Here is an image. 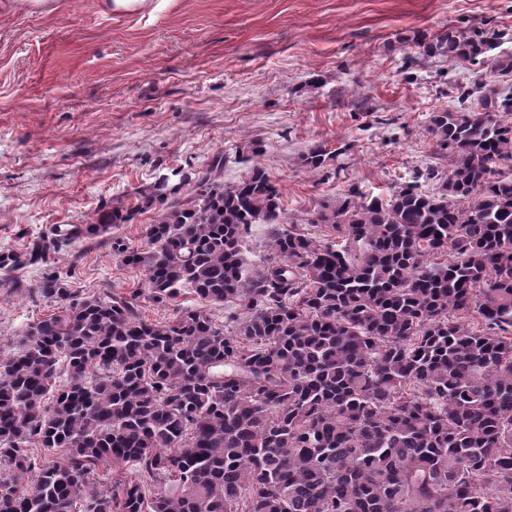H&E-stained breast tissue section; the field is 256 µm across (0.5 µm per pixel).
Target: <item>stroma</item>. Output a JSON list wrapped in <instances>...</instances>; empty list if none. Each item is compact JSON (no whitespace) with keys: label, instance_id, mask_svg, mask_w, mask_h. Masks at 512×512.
Returning a JSON list of instances; mask_svg holds the SVG:
<instances>
[{"label":"stroma","instance_id":"35a3bbf8","mask_svg":"<svg viewBox=\"0 0 512 512\" xmlns=\"http://www.w3.org/2000/svg\"><path fill=\"white\" fill-rule=\"evenodd\" d=\"M495 36L482 66L428 57L418 36L448 29ZM512 0H161L117 16L102 0H58L53 12L0 14V342L57 313L38 285L69 278L84 295L129 293L141 270L112 251L146 243L156 214L145 192L179 186L223 157L221 183L261 163L287 221L357 188L387 196L447 174L425 126L458 109L460 87L512 88ZM263 148L253 158L252 142ZM322 144L336 157L314 175L301 157ZM128 221L70 239L95 214ZM44 266L4 264L37 240Z\"/></svg>","mask_w":512,"mask_h":512}]
</instances>
